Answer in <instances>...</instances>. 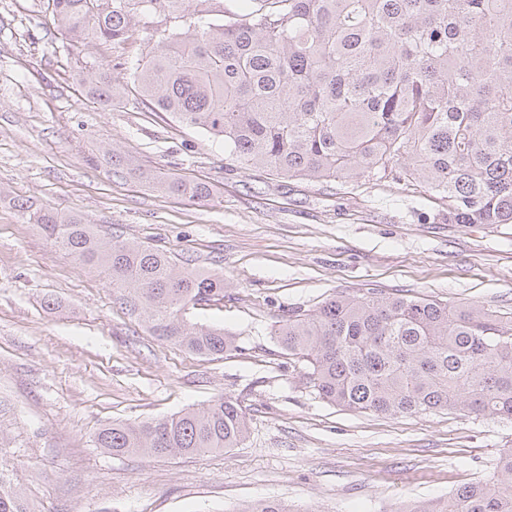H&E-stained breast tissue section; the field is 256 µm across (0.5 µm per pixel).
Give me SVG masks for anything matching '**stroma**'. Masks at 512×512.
Wrapping results in <instances>:
<instances>
[{
  "label": "stroma",
  "mask_w": 512,
  "mask_h": 512,
  "mask_svg": "<svg viewBox=\"0 0 512 512\" xmlns=\"http://www.w3.org/2000/svg\"><path fill=\"white\" fill-rule=\"evenodd\" d=\"M71 46L47 0H0V468L29 512H396L447 497L512 448V420L438 410L356 412L322 400L278 344L289 310L339 295H423L512 312V225L448 224L427 193L392 177L284 180L244 170L223 142L133 101L101 108L82 69L156 44ZM115 146L156 174L212 185L208 201L115 172ZM22 202L82 216L120 239L224 278L195 310L238 348L202 357L158 341L107 279L26 223ZM249 418L241 447L116 458L98 428L215 396Z\"/></svg>",
  "instance_id": "stroma-1"
}]
</instances>
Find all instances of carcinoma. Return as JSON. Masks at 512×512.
<instances>
[{
  "label": "carcinoma",
  "instance_id": "obj_1",
  "mask_svg": "<svg viewBox=\"0 0 512 512\" xmlns=\"http://www.w3.org/2000/svg\"><path fill=\"white\" fill-rule=\"evenodd\" d=\"M48 0L75 43H122L136 21L164 22L155 47L90 67L86 95L110 107L130 84L153 112L224 141L243 169L290 179L394 176L444 205L450 224H512V0ZM113 168L173 196L208 199L212 186L159 178L108 149ZM79 263L104 273L122 304L158 340L201 356L236 348L222 328L189 320L224 297V278L179 265L75 214L21 203ZM281 348L327 402L385 415L463 410L512 420V312L414 295L337 296L290 310ZM249 433L238 401L112 423L95 447L114 457H182L239 448ZM0 512H27L0 473ZM239 512H288L265 500ZM404 512H512V448L493 472L443 500Z\"/></svg>",
  "mask_w": 512,
  "mask_h": 512
}]
</instances>
